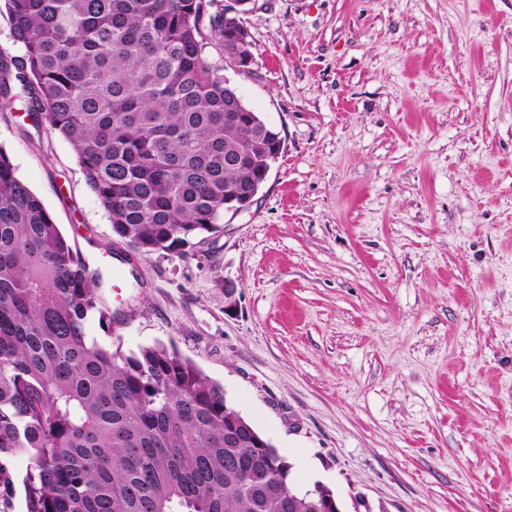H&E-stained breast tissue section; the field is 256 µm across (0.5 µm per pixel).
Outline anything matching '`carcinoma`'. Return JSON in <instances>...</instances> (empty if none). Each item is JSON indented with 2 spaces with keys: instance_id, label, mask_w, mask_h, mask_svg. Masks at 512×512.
<instances>
[{
  "instance_id": "carcinoma-1",
  "label": "carcinoma",
  "mask_w": 512,
  "mask_h": 512,
  "mask_svg": "<svg viewBox=\"0 0 512 512\" xmlns=\"http://www.w3.org/2000/svg\"><path fill=\"white\" fill-rule=\"evenodd\" d=\"M0 1L23 48L0 59V95L20 88L71 144L128 245L213 234L224 195L264 179L257 126L226 120L253 110L224 85V53L250 52L224 0ZM100 286L0 148V512L18 456L23 512H288L293 464L231 426L222 385L173 348L88 334Z\"/></svg>"
}]
</instances>
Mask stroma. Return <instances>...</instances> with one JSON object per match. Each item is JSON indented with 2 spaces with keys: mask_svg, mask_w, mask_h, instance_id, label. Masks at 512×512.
Masks as SVG:
<instances>
[{
  "mask_svg": "<svg viewBox=\"0 0 512 512\" xmlns=\"http://www.w3.org/2000/svg\"><path fill=\"white\" fill-rule=\"evenodd\" d=\"M244 102L283 149L181 252L119 242L71 145L0 147L123 350L177 349L347 512H512V0H259Z\"/></svg>",
  "mask_w": 512,
  "mask_h": 512,
  "instance_id": "1",
  "label": "stroma"
}]
</instances>
